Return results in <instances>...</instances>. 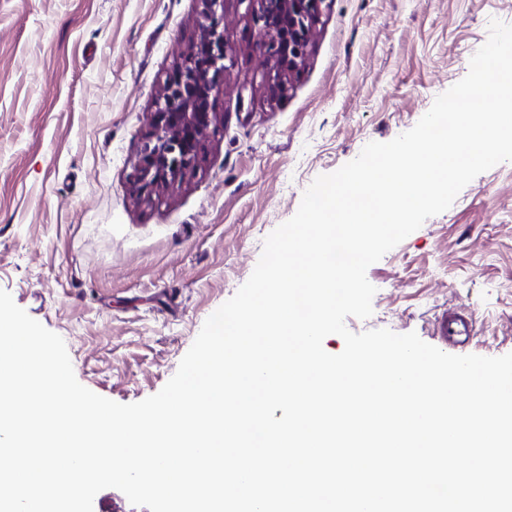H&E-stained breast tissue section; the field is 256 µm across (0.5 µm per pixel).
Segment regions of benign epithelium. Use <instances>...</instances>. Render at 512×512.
<instances>
[{
  "instance_id": "obj_1",
  "label": "benign epithelium",
  "mask_w": 512,
  "mask_h": 512,
  "mask_svg": "<svg viewBox=\"0 0 512 512\" xmlns=\"http://www.w3.org/2000/svg\"><path fill=\"white\" fill-rule=\"evenodd\" d=\"M204 22L197 41L166 77L152 112V132L134 163L138 192L170 188L196 169L208 129L216 120L210 97L224 87L230 49L224 41V0H200ZM256 47L269 65L273 88L305 64L327 0H250Z\"/></svg>"
}]
</instances>
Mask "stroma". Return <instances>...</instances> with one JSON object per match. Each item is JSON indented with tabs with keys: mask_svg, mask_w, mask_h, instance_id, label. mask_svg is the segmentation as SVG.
<instances>
[{
	"mask_svg": "<svg viewBox=\"0 0 512 512\" xmlns=\"http://www.w3.org/2000/svg\"><path fill=\"white\" fill-rule=\"evenodd\" d=\"M200 0H0V290L122 404L175 374L314 179L413 128L463 79L512 0H331L306 62L272 96L246 0H225L233 64L197 168L151 196L134 162ZM355 333L416 332L454 355L512 353V161L367 270ZM472 323L462 346L444 314Z\"/></svg>",
	"mask_w": 512,
	"mask_h": 512,
	"instance_id": "stroma-1",
	"label": "stroma"
}]
</instances>
